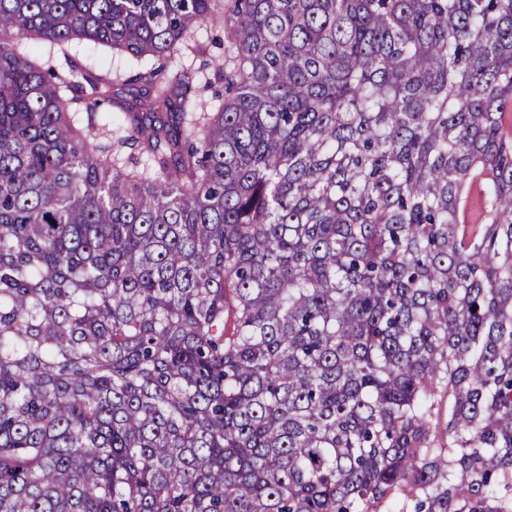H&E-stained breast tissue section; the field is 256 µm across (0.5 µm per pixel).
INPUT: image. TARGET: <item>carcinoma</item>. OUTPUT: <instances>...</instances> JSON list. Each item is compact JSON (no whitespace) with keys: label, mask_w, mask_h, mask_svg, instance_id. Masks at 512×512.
Returning a JSON list of instances; mask_svg holds the SVG:
<instances>
[{"label":"carcinoma","mask_w":512,"mask_h":512,"mask_svg":"<svg viewBox=\"0 0 512 512\" xmlns=\"http://www.w3.org/2000/svg\"><path fill=\"white\" fill-rule=\"evenodd\" d=\"M397 496L512 512V0H0V512ZM69 54L83 69H90L95 74L107 76L111 81L115 72L121 71L122 79L135 74V69L132 67L136 65L135 63H129L125 57L112 55L111 50L99 48L87 41L72 43Z\"/></svg>","instance_id":"obj_1"}]
</instances>
